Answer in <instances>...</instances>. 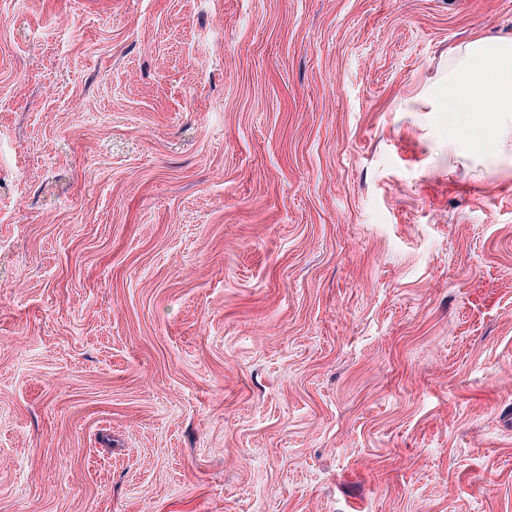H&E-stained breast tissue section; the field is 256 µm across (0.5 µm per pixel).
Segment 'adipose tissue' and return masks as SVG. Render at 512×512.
I'll return each instance as SVG.
<instances>
[{"label": "adipose tissue", "instance_id": "adipose-tissue-1", "mask_svg": "<svg viewBox=\"0 0 512 512\" xmlns=\"http://www.w3.org/2000/svg\"><path fill=\"white\" fill-rule=\"evenodd\" d=\"M435 92L458 115L448 140L467 151L488 146L504 135V127L472 119L475 100H483L491 116L512 115V35L485 36L455 47L448 70L435 81Z\"/></svg>", "mask_w": 512, "mask_h": 512}]
</instances>
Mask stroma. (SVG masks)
I'll list each match as a JSON object with an SVG mask.
<instances>
[{
	"label": "stroma",
	"mask_w": 512,
	"mask_h": 512,
	"mask_svg": "<svg viewBox=\"0 0 512 512\" xmlns=\"http://www.w3.org/2000/svg\"><path fill=\"white\" fill-rule=\"evenodd\" d=\"M512 0H0V512H512V140L413 112Z\"/></svg>",
	"instance_id": "35a3bbf8"
}]
</instances>
